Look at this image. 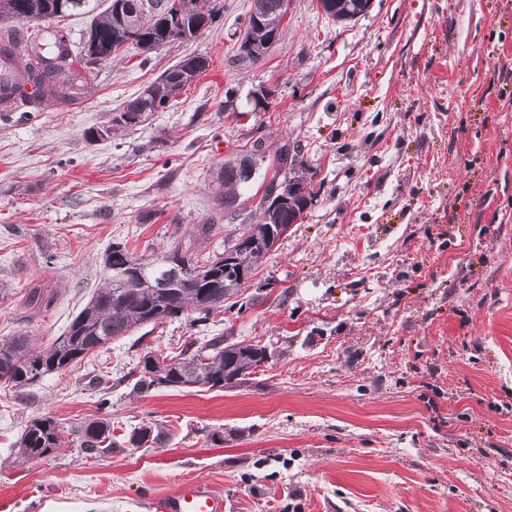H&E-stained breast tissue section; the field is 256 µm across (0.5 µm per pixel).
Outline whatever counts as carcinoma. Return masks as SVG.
<instances>
[{
	"label": "carcinoma",
	"mask_w": 512,
	"mask_h": 512,
	"mask_svg": "<svg viewBox=\"0 0 512 512\" xmlns=\"http://www.w3.org/2000/svg\"><path fill=\"white\" fill-rule=\"evenodd\" d=\"M176 0H155L151 12H143L139 0H0V22L36 24L61 22L74 14L92 16L78 46L54 56L44 49L42 31L27 35L19 46L33 95L55 102H71L84 94L91 80V65L112 59L119 48L129 45L147 53L180 36L190 40L213 23L217 10H192L175 20ZM371 0H318L327 18L347 23L366 14ZM287 0H253L248 23L241 37L251 48L238 50L236 61L256 64L265 59L283 33ZM210 66L203 56H186L166 69L142 94L112 113L111 125L90 137L112 138L146 122L159 108L176 98ZM297 147L282 146L274 155L275 168L256 206L260 221L233 239L224 241V251L203 259L190 255L194 243L210 239L215 220L195 225L194 235L175 241L159 254L144 258L125 244L114 243L104 253L103 284L73 318L68 331L50 348L37 350L27 333L0 342V381L13 388L24 387L120 339L136 328L157 325L185 312L203 324L224 304L233 307L234 297L266 261L287 226L303 218L317 196L313 178L297 166ZM265 157L264 141L256 138L250 149L224 161L216 172L215 209L226 219H235L257 178L259 161ZM168 360L163 353L147 352L127 373L131 392L141 394L159 387L212 390L250 381L266 350L243 341L212 336L201 345L190 341ZM84 454L96 457L112 451V426L107 418L89 420L71 430ZM63 432L50 418L35 419L20 438L18 456L39 459L60 446Z\"/></svg>",
	"instance_id": "1"
}]
</instances>
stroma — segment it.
Segmentation results:
<instances>
[{"label":"stroma","mask_w":512,"mask_h":512,"mask_svg":"<svg viewBox=\"0 0 512 512\" xmlns=\"http://www.w3.org/2000/svg\"><path fill=\"white\" fill-rule=\"evenodd\" d=\"M251 4L217 0L196 38L122 49L74 105L0 115V340L40 349L99 287L112 243L149 255L213 215L212 173L254 133L264 168L288 143L322 184L236 307L0 386V512H154L194 478L231 512H512V81L493 77L512 58V0H371L347 24L288 0L267 58L240 66ZM188 54L211 65L170 107L88 139ZM36 286L50 306L29 304ZM222 335L266 347L248 383L131 393L144 351ZM101 416L110 454L17 455L34 419ZM141 425L160 441L131 445Z\"/></svg>","instance_id":"35a3bbf8"}]
</instances>
